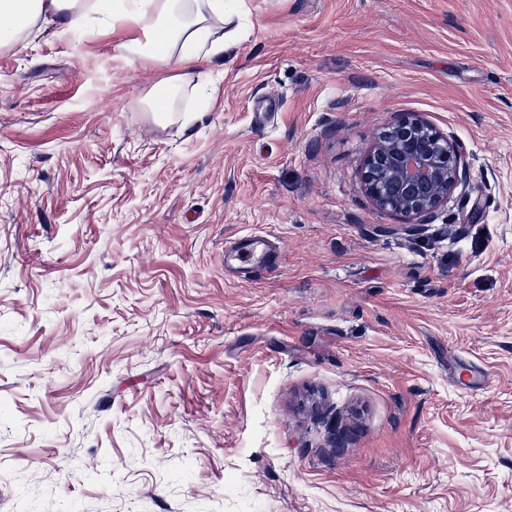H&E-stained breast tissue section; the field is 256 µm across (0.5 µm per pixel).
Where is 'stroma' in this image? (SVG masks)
<instances>
[{
	"mask_svg": "<svg viewBox=\"0 0 512 512\" xmlns=\"http://www.w3.org/2000/svg\"><path fill=\"white\" fill-rule=\"evenodd\" d=\"M135 35L0 49V512H512V0H245L188 130ZM401 112L467 161L414 230ZM459 144L416 112H401L382 128L364 156L362 184L374 209L423 222L461 184Z\"/></svg>",
	"mask_w": 512,
	"mask_h": 512,
	"instance_id": "35a3bbf8",
	"label": "stroma"
}]
</instances>
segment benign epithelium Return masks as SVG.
Listing matches in <instances>:
<instances>
[{
  "label": "benign epithelium",
  "mask_w": 512,
  "mask_h": 512,
  "mask_svg": "<svg viewBox=\"0 0 512 512\" xmlns=\"http://www.w3.org/2000/svg\"><path fill=\"white\" fill-rule=\"evenodd\" d=\"M466 175L459 144L416 112L382 128L364 156L362 184L374 209L423 222Z\"/></svg>",
  "instance_id": "7a95c632"
}]
</instances>
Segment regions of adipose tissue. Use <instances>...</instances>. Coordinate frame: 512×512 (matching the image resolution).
Returning <instances> with one entry per match:
<instances>
[{
	"label": "adipose tissue",
	"mask_w": 512,
	"mask_h": 512,
	"mask_svg": "<svg viewBox=\"0 0 512 512\" xmlns=\"http://www.w3.org/2000/svg\"><path fill=\"white\" fill-rule=\"evenodd\" d=\"M243 6L244 0H0V47L18 45L41 22L62 32L110 22L132 25L138 35L125 43L127 57L174 72L164 98L148 100L149 110L164 116L185 87L202 80L203 68L223 59Z\"/></svg>",
	"instance_id": "adipose-tissue-1"
}]
</instances>
